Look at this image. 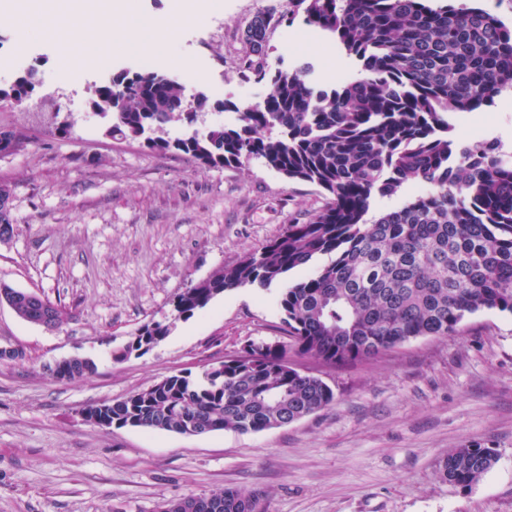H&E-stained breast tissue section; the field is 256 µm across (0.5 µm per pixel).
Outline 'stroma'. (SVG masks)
<instances>
[{
    "mask_svg": "<svg viewBox=\"0 0 512 512\" xmlns=\"http://www.w3.org/2000/svg\"><path fill=\"white\" fill-rule=\"evenodd\" d=\"M203 20L175 12L172 0H133L129 25L142 35L165 27L162 51L118 50L82 82H62L56 41L31 37L16 53L19 23L0 18V87L25 67L40 86L22 103L0 101V131L18 144L0 154V182L13 189L14 233L0 243V283L65 306L59 330L19 319L0 304V512H157L165 502L217 488L261 496L268 512H512V315L482 311L461 333L422 337L376 358L327 366L289 353L318 375L334 402L297 422L240 434L198 436L140 428L105 429L84 408L121 399L173 375L199 377L252 342H287L278 299L284 283L226 291L177 321L144 354L115 359L143 324L171 316L191 282L236 263L322 209L326 194L251 161L208 169L183 153L105 133L92 108L96 85L123 68L170 72L186 98L206 94L235 109L200 112L194 125H168L169 138L236 124L237 107L262 95L236 61L242 29L257 12L288 0H197ZM316 45L302 49L304 37ZM270 70L311 67L330 88L361 64L302 19L270 36ZM456 138L500 142L512 152V97L474 112H453ZM68 132H60L61 122ZM94 360L79 381L56 380L49 366ZM480 445L497 455L478 482L442 480L448 451Z\"/></svg>",
    "mask_w": 512,
    "mask_h": 512,
    "instance_id": "obj_1",
    "label": "stroma"
}]
</instances>
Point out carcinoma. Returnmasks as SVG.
Listing matches in <instances>:
<instances>
[{
  "label": "carcinoma",
  "instance_id": "carcinoma-1",
  "mask_svg": "<svg viewBox=\"0 0 512 512\" xmlns=\"http://www.w3.org/2000/svg\"><path fill=\"white\" fill-rule=\"evenodd\" d=\"M290 2L306 26L361 62V78L327 91L307 79L305 67L269 74V32L293 23L296 13L266 10L244 29L249 52L239 63L241 78L262 85L263 94L243 108L220 102L237 111L233 126L166 139L167 124H193L209 99L187 100L182 84L163 72L123 70L94 88L92 104L108 119L109 135L174 148L208 168L261 160L328 195L307 221L191 283L174 301L176 319L324 255L332 260L283 289L280 307L293 347L325 365L370 359L418 337L457 336L481 311L512 314V161L502 160L496 141L458 142L448 123V111L473 112L512 89V27L483 9L433 7L430 0ZM409 181L425 191L366 219L375 196H394ZM11 197L1 182V238L14 232ZM4 294L28 323L46 314L69 318L36 294L10 287ZM170 332L169 323L145 325L128 347ZM250 348L198 380L171 376L112 402L109 424L181 434L196 423L209 433H247L288 425L334 401L322 379L291 366L286 345ZM94 369L74 357L63 377L80 380ZM496 461L492 449L467 445L448 452L439 474L465 488ZM160 512L267 509L256 495L224 488L165 503Z\"/></svg>",
  "mask_w": 512,
  "mask_h": 512
}]
</instances>
